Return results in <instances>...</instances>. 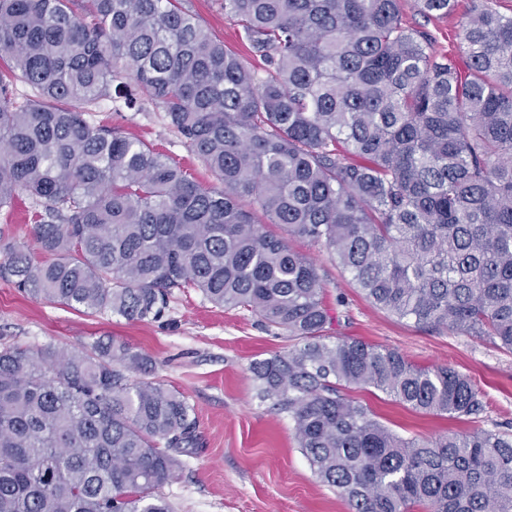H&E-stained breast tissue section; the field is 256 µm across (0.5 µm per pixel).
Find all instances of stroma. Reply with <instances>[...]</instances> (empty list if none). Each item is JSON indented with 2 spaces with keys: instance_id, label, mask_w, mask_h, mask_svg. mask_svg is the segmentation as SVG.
I'll return each instance as SVG.
<instances>
[{
  "instance_id": "35a3bbf8",
  "label": "stroma",
  "mask_w": 512,
  "mask_h": 512,
  "mask_svg": "<svg viewBox=\"0 0 512 512\" xmlns=\"http://www.w3.org/2000/svg\"><path fill=\"white\" fill-rule=\"evenodd\" d=\"M469 7L470 0H457L450 17L427 19L416 0H400L404 22L427 30L438 48L450 52L456 44L448 34L458 30ZM97 118L170 154L202 185H214L213 176L151 103L117 112L105 101ZM290 244L315 260L324 280V300L333 315L327 336L392 348L421 366H454L478 385L488 407L473 421L415 413L374 389H349V398L367 405L406 437L431 438L477 427L512 434V353L485 339L399 321L350 284L325 249L297 237ZM108 336L150 357L155 379L183 393L195 409L199 445L180 454L175 478L161 489L175 512H351L340 491L312 473L294 439L292 420L256 396L249 366L287 350L290 341L282 330L261 325L248 311L213 306L194 290L174 292L158 319L129 321L109 314L92 317L29 298L0 277V344L51 342L70 349Z\"/></svg>"
}]
</instances>
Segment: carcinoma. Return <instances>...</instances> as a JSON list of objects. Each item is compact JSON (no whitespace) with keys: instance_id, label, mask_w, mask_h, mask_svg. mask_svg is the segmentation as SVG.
<instances>
[{"instance_id":"cac0c4a2","label":"carcinoma","mask_w":512,"mask_h":512,"mask_svg":"<svg viewBox=\"0 0 512 512\" xmlns=\"http://www.w3.org/2000/svg\"><path fill=\"white\" fill-rule=\"evenodd\" d=\"M220 7L246 52L189 0H0V208L35 204L0 273L88 315L154 319L189 288L246 310L293 341L250 364L258 398L352 512H512L511 435L408 438L345 395L478 419L471 378L328 340L316 263L264 230L325 248L400 321L512 352V15L471 0L449 55L399 0ZM118 99L154 104L218 186L97 122ZM195 443L193 405L125 341L0 348V512H172L159 489Z\"/></svg>"}]
</instances>
